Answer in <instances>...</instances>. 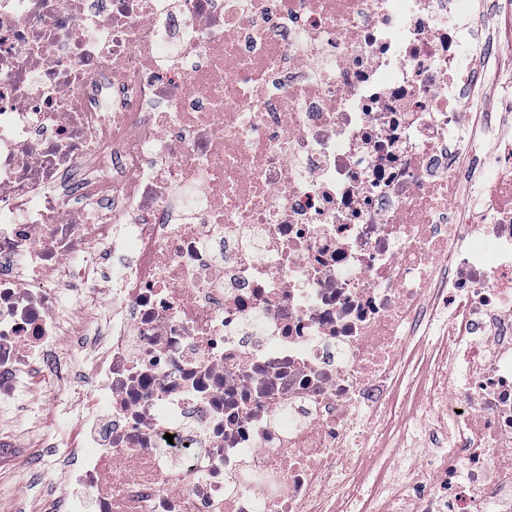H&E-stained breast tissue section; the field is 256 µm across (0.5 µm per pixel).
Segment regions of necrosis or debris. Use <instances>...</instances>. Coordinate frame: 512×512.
Here are the masks:
<instances>
[{"instance_id": "necrosis-or-debris-1", "label": "necrosis or debris", "mask_w": 512, "mask_h": 512, "mask_svg": "<svg viewBox=\"0 0 512 512\" xmlns=\"http://www.w3.org/2000/svg\"><path fill=\"white\" fill-rule=\"evenodd\" d=\"M483 3L0 0V447L38 393L74 457L31 512H512Z\"/></svg>"}]
</instances>
